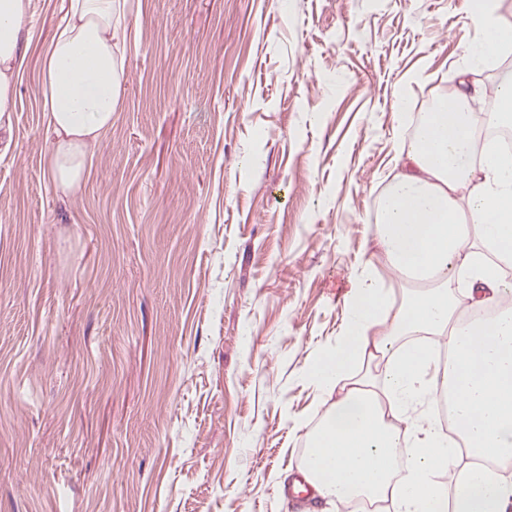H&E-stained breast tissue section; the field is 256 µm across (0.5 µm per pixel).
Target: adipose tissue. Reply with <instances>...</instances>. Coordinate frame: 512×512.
I'll use <instances>...</instances> for the list:
<instances>
[{
    "label": "adipose tissue",
    "mask_w": 512,
    "mask_h": 512,
    "mask_svg": "<svg viewBox=\"0 0 512 512\" xmlns=\"http://www.w3.org/2000/svg\"><path fill=\"white\" fill-rule=\"evenodd\" d=\"M126 2L63 0L41 55L43 170L65 197L84 188L120 104ZM31 16V0H0V128L16 110ZM472 20L480 37L466 52L468 73L512 48L500 0H476ZM496 93L494 112L438 100L378 199L383 265L353 278L345 328L310 367L325 411L307 431L300 473L328 504L512 512V153L477 147L483 128L512 126V73ZM439 396L444 422L432 408ZM464 453L472 462L461 467Z\"/></svg>",
    "instance_id": "obj_1"
}]
</instances>
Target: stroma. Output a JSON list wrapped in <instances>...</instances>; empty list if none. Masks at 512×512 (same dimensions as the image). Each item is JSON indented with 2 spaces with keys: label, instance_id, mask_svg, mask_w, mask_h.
Returning a JSON list of instances; mask_svg holds the SVG:
<instances>
[{
  "label": "stroma",
  "instance_id": "stroma-1",
  "mask_svg": "<svg viewBox=\"0 0 512 512\" xmlns=\"http://www.w3.org/2000/svg\"><path fill=\"white\" fill-rule=\"evenodd\" d=\"M33 38L0 130V512H315L289 494L407 129L474 0H128L83 191L42 171ZM405 100V113L394 108Z\"/></svg>",
  "mask_w": 512,
  "mask_h": 512
}]
</instances>
